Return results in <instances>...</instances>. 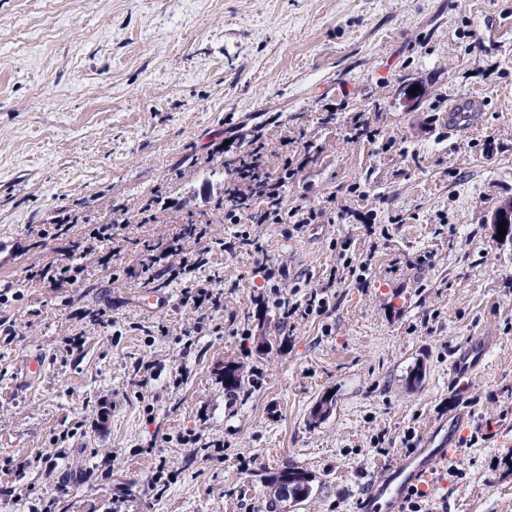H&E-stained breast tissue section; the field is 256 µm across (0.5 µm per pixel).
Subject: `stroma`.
Segmentation results:
<instances>
[{"mask_svg":"<svg viewBox=\"0 0 512 512\" xmlns=\"http://www.w3.org/2000/svg\"><path fill=\"white\" fill-rule=\"evenodd\" d=\"M257 136L312 223L257 222V194L225 223ZM511 197L512 0H0V512H270L287 465L313 479L290 512H357L458 416L422 512H512ZM178 231L219 305L146 302L133 272Z\"/></svg>","mask_w":512,"mask_h":512,"instance_id":"35a3bbf8","label":"stroma"}]
</instances>
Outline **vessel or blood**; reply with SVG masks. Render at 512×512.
Returning a JSON list of instances; mask_svg holds the SVG:
<instances>
[{"label": "vessel or blood", "instance_id": "obj_1", "mask_svg": "<svg viewBox=\"0 0 512 512\" xmlns=\"http://www.w3.org/2000/svg\"><path fill=\"white\" fill-rule=\"evenodd\" d=\"M452 443V438H441L438 445H425L401 465L387 468L383 478L368 487L360 505L361 512H377L381 506L386 507L387 512H398L408 488L423 485L436 463L448 460Z\"/></svg>", "mask_w": 512, "mask_h": 512}]
</instances>
